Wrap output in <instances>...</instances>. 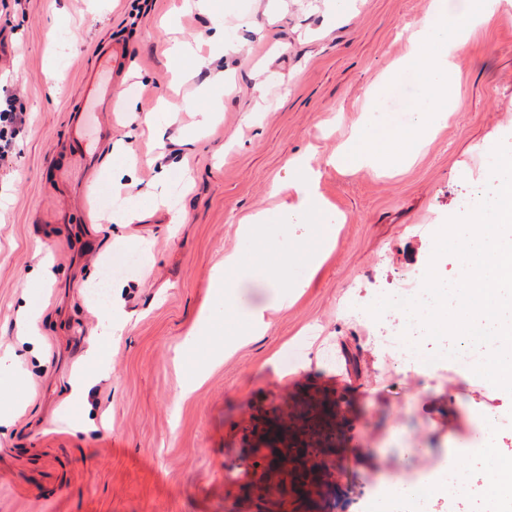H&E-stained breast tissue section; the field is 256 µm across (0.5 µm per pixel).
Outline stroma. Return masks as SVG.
Wrapping results in <instances>:
<instances>
[{
  "label": "stroma",
  "instance_id": "stroma-1",
  "mask_svg": "<svg viewBox=\"0 0 512 512\" xmlns=\"http://www.w3.org/2000/svg\"><path fill=\"white\" fill-rule=\"evenodd\" d=\"M174 0H0V92L25 118L0 162V512H304L281 473L259 467L275 427L316 452V512H361L388 477L440 473L451 447L475 440L471 416L495 413L494 443L512 457V396L453 365L406 368L381 352L384 327L363 311L408 273H425L433 230L484 189L491 149L512 138V6L473 31L453 57L458 112L415 161L377 176L328 165L350 145L366 91L409 50L429 0H211L167 24ZM206 65L170 81L174 41ZM125 48V79L96 162H80L71 123L104 45ZM64 75L47 82L48 69ZM168 110L163 147L142 120ZM216 112L214 129H196ZM321 171L320 213L345 221L295 302L270 310L265 336L239 346L188 398L183 375L205 362L182 341L210 300L209 275L239 250L237 226L278 221L288 162ZM128 200L136 219L112 222ZM100 213L83 218V205ZM145 246L137 273L109 263ZM121 286L132 315L113 336L88 406L69 379L99 321L85 283ZM40 310L41 339L18 333L17 309ZM96 428L78 429L85 408Z\"/></svg>",
  "mask_w": 512,
  "mask_h": 512
}]
</instances>
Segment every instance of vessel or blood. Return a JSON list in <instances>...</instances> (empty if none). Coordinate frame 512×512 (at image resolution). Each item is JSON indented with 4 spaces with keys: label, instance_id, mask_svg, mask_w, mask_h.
I'll list each match as a JSON object with an SVG mask.
<instances>
[{
    "label": "vessel or blood",
    "instance_id": "vessel-or-blood-1",
    "mask_svg": "<svg viewBox=\"0 0 512 512\" xmlns=\"http://www.w3.org/2000/svg\"><path fill=\"white\" fill-rule=\"evenodd\" d=\"M117 59L116 49L111 48L103 53L97 68L87 78L83 100L73 120L72 143L80 147L88 162L96 157L106 132L101 125L90 128L89 116L101 112L102 100L112 96V88L119 77Z\"/></svg>",
    "mask_w": 512,
    "mask_h": 512
}]
</instances>
